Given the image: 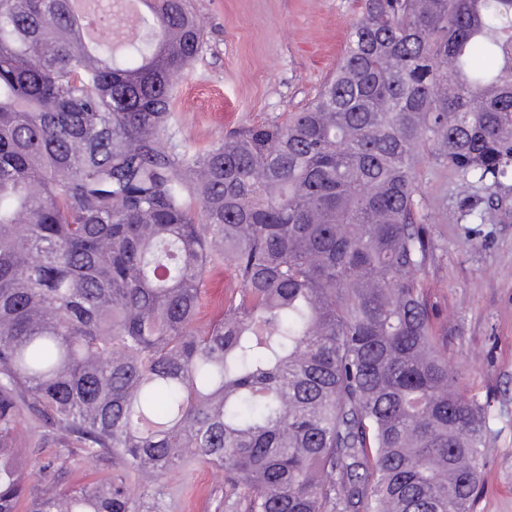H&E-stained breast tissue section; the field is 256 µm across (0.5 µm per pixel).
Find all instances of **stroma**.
Instances as JSON below:
<instances>
[{
  "instance_id": "1",
  "label": "stroma",
  "mask_w": 512,
  "mask_h": 512,
  "mask_svg": "<svg viewBox=\"0 0 512 512\" xmlns=\"http://www.w3.org/2000/svg\"><path fill=\"white\" fill-rule=\"evenodd\" d=\"M205 43L176 86L167 136L174 153L210 147L240 127L304 108L340 61L360 0H192ZM421 211L437 225L425 269L447 317L442 336L464 396L489 405L485 466L474 512H512V222L461 220L449 169H418ZM231 269L206 279L202 324L224 313ZM169 512H224V475L179 467L162 479Z\"/></svg>"
}]
</instances>
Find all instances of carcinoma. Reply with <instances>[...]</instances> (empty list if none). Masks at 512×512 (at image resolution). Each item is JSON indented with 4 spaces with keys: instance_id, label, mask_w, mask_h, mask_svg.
<instances>
[{
    "instance_id": "1",
    "label": "carcinoma",
    "mask_w": 512,
    "mask_h": 512,
    "mask_svg": "<svg viewBox=\"0 0 512 512\" xmlns=\"http://www.w3.org/2000/svg\"><path fill=\"white\" fill-rule=\"evenodd\" d=\"M141 3L118 54L75 37L96 3L0 0V512H165L188 461L225 512H473L488 405L439 341L417 168L454 171L469 223L512 220V0H362L302 111L181 157L204 27ZM34 429L55 452L29 469ZM78 451L109 475L54 490ZM231 269L219 267L210 272L206 279L205 292L200 308L201 323L206 325L218 320L224 314V297L234 285Z\"/></svg>"
}]
</instances>
